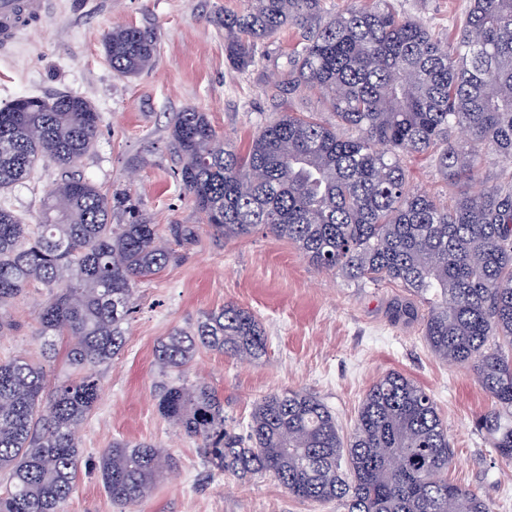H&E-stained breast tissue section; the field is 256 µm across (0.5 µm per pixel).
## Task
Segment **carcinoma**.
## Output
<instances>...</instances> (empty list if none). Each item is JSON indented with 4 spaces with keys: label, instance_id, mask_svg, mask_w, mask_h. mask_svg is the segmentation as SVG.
I'll use <instances>...</instances> for the list:
<instances>
[{
    "label": "carcinoma",
    "instance_id": "obj_1",
    "mask_svg": "<svg viewBox=\"0 0 512 512\" xmlns=\"http://www.w3.org/2000/svg\"><path fill=\"white\" fill-rule=\"evenodd\" d=\"M303 30L277 88L317 91L336 123L282 112L241 154L207 114L175 113L179 186L226 239L259 229L296 245L312 265L353 281H389L428 304L423 336L439 359L474 372L495 408L477 428L512 463V0H469L454 42L394 11L391 0L328 19L322 0H243L224 13L226 51L243 68L255 45ZM152 29L104 37L112 70L130 77L158 53ZM101 115L89 99L17 97L0 107V192L37 167L75 166L94 151ZM351 136L344 137L340 131ZM429 153L448 196L414 189L405 157ZM499 166L487 184L482 170ZM160 233L123 191L103 193L78 174L44 193L38 222L0 201V331L31 286L46 290L35 336L41 359L0 360V512H62L75 489L77 429L102 391V368L125 343L133 285L200 241L196 224ZM69 340L68 374L50 384L41 360ZM239 359L265 354L257 318L232 304L175 329L156 349L161 415L202 442L207 462L237 477L272 475L288 496L341 503L344 512H491L448 481L454 451L426 390L390 371L368 390L352 435L302 390L258 401L242 436L224 402L185 370L201 349ZM171 467L153 443L114 441L97 461L112 502L126 509Z\"/></svg>",
    "mask_w": 512,
    "mask_h": 512
}]
</instances>
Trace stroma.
I'll return each mask as SVG.
<instances>
[{
	"instance_id": "obj_1",
	"label": "stroma",
	"mask_w": 512,
	"mask_h": 512,
	"mask_svg": "<svg viewBox=\"0 0 512 512\" xmlns=\"http://www.w3.org/2000/svg\"><path fill=\"white\" fill-rule=\"evenodd\" d=\"M442 38L463 27L469 0H392ZM242 0H55L45 26L21 37L0 56V105L23 95L76 94L91 100L102 123L95 151L74 168L102 191H123L154 223L198 224L197 246L158 275L137 284L135 308L121 353L104 368L101 397L81 425L84 464L65 512H119L94 467L112 441L152 442L167 448L173 467L134 512H343L339 502L299 501L270 477L238 479L206 464L201 444L158 412L157 344L176 328L188 329L203 313L232 303L261 322L267 352L240 360L200 349L188 368L224 401V419L245 432L254 402L271 392L303 390L351 432L370 386L397 370L434 400L455 452L449 478L486 499L492 512H512V464L502 462L477 426L493 405L467 369L438 360L420 322L394 320L395 302L407 299L395 283H361L311 265L288 241L265 231L227 240L204 228L203 216L176 181L170 148L175 112H206L216 132L247 146L281 110L315 112L330 119L317 92L289 103L275 80L301 32L290 27L258 43L253 63L239 68L224 47V14ZM156 30L152 67L123 78L111 68L104 34L114 26ZM54 164L6 193L9 206L35 221L40 200L67 175ZM44 290L28 289L9 306L13 327L0 333V359L38 356L36 317Z\"/></svg>"
}]
</instances>
